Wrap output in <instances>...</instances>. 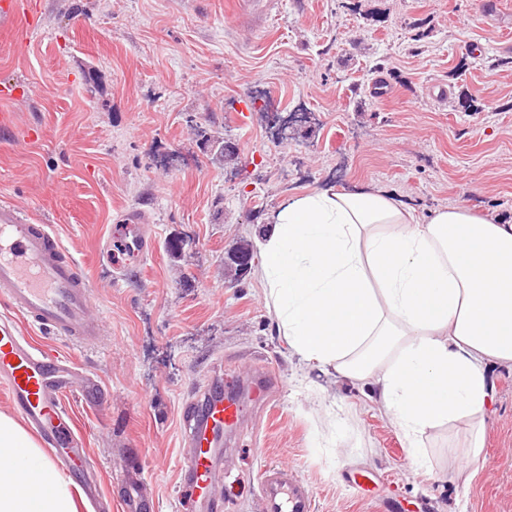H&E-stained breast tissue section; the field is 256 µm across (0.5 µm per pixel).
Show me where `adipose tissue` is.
I'll return each instance as SVG.
<instances>
[{"mask_svg":"<svg viewBox=\"0 0 512 512\" xmlns=\"http://www.w3.org/2000/svg\"><path fill=\"white\" fill-rule=\"evenodd\" d=\"M257 276L291 353L370 387L409 443L464 422L479 467L491 363L512 365V222L445 207L420 220L383 188L291 197L259 242ZM0 512H77L39 443L0 413Z\"/></svg>","mask_w":512,"mask_h":512,"instance_id":"ef3b65f1","label":"adipose tissue"}]
</instances>
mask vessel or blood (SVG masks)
Here are the masks:
<instances>
[{
  "instance_id": "b4317fda",
  "label": "vessel or blood",
  "mask_w": 512,
  "mask_h": 512,
  "mask_svg": "<svg viewBox=\"0 0 512 512\" xmlns=\"http://www.w3.org/2000/svg\"><path fill=\"white\" fill-rule=\"evenodd\" d=\"M120 248L130 263H141L154 248V238L145 224H117L108 239ZM90 285L74 259L49 225L34 223L25 210L0 204V298L10 315L0 318V386L24 422L45 437L52 447L66 449V456H51L53 465L67 468L87 498H95L97 486L77 462L85 458L72 429L62 418L61 399L73 390L95 396L98 380L79 373L67 359L47 353L26 331L33 324L48 333L69 337L88 346L99 326L86 315ZM204 419L192 423L188 441L191 454L181 465L179 495L184 512H194L208 499L213 483L215 454L224 433L236 427L235 402L204 398ZM262 512H314L315 496L310 485L292 469L265 466L259 476ZM123 512H151L152 502L140 480L127 481L122 493Z\"/></svg>"
}]
</instances>
